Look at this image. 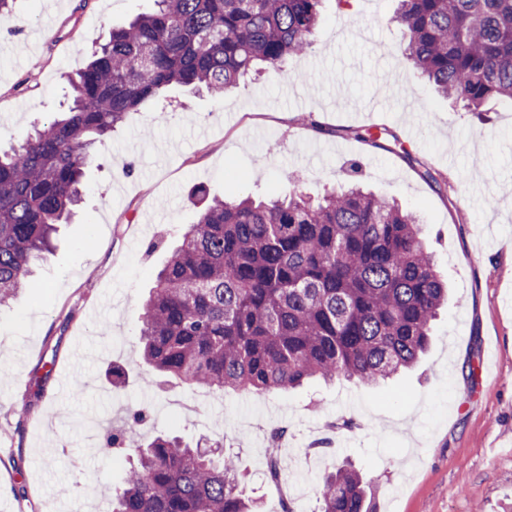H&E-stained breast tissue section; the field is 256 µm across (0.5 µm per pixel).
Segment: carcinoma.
<instances>
[{
    "instance_id": "obj_1",
    "label": "carcinoma",
    "mask_w": 512,
    "mask_h": 512,
    "mask_svg": "<svg viewBox=\"0 0 512 512\" xmlns=\"http://www.w3.org/2000/svg\"><path fill=\"white\" fill-rule=\"evenodd\" d=\"M69 79L72 104L0 151V306L13 301L83 200L92 149L172 85L219 100L258 62L305 53L322 0H154ZM402 57L438 95L512 101V0H399ZM448 301L418 215L352 185L312 197L203 203L143 304V361L181 384L287 392L313 379L376 384L415 365ZM112 488L111 512H259L235 458L157 435ZM350 464L320 512H373Z\"/></svg>"
}]
</instances>
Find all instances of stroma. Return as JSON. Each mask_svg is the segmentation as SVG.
<instances>
[{"mask_svg": "<svg viewBox=\"0 0 512 512\" xmlns=\"http://www.w3.org/2000/svg\"><path fill=\"white\" fill-rule=\"evenodd\" d=\"M153 0H17L0 47V146L70 102L67 79ZM396 0H323L312 48L214 101L172 86L101 145L84 203L11 306L0 309V512H108L127 459L89 446L147 404L127 435L223 439L246 495L282 512L266 477L283 432L295 512L352 462L376 512H512V103L474 113L440 98L399 50ZM380 134L381 145L365 143ZM432 170L434 180L423 176ZM350 180L417 211L450 297L416 368L375 386L343 378L290 394L147 386L141 305L210 196L317 194ZM492 352L495 383L477 382ZM125 377L113 384L112 369ZM351 415V431L327 424Z\"/></svg>", "mask_w": 512, "mask_h": 512, "instance_id": "1", "label": "stroma"}]
</instances>
